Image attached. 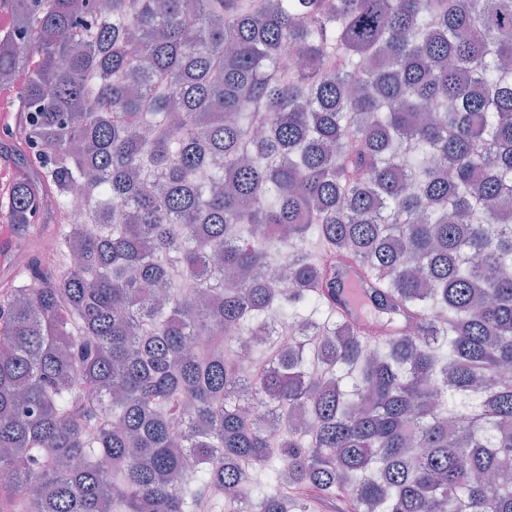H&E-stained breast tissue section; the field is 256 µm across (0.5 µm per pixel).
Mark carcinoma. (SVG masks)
Here are the masks:
<instances>
[{"instance_id": "carcinoma-1", "label": "carcinoma", "mask_w": 512, "mask_h": 512, "mask_svg": "<svg viewBox=\"0 0 512 512\" xmlns=\"http://www.w3.org/2000/svg\"><path fill=\"white\" fill-rule=\"evenodd\" d=\"M7 7L0 512H512V0Z\"/></svg>"}]
</instances>
